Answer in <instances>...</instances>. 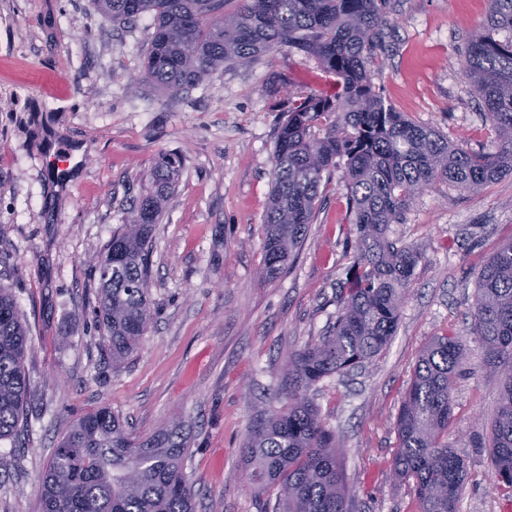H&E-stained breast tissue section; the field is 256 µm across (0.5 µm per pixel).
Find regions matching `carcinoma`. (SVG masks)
I'll return each instance as SVG.
<instances>
[{
	"instance_id": "1",
	"label": "carcinoma",
	"mask_w": 512,
	"mask_h": 512,
	"mask_svg": "<svg viewBox=\"0 0 512 512\" xmlns=\"http://www.w3.org/2000/svg\"><path fill=\"white\" fill-rule=\"evenodd\" d=\"M226 2L90 0L117 25L151 18L141 76L161 92L178 93L226 64L250 63L283 48L315 59L336 77L334 94L296 93L278 127L257 277L271 281L294 259L336 171L356 224L357 263L347 273L343 306L329 333L287 353V404L258 415L240 452L254 480L277 491V512H354L341 452L308 392L374 357L394 335L420 256L397 245L388 230L414 196L439 181L475 193L512 174V0H490L464 46L463 77L498 136L488 152L448 142L387 106L374 90L368 66L389 52L393 0H236L231 12L224 11ZM177 177L175 159L156 165L151 186L96 265L95 317L114 365L137 349L151 319L150 233ZM472 308L487 364L511 366L512 240L479 270ZM30 343L12 287L0 283V441L15 440L21 430ZM464 357L456 337H434L396 421L399 449L390 472L396 481L413 482L419 512H456L466 466L441 437ZM500 382L491 453L496 485L512 489V372ZM188 447L178 422L140 437L101 406L80 416L57 445L42 479L39 512H195L184 468Z\"/></svg>"
}]
</instances>
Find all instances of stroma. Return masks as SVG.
Listing matches in <instances>:
<instances>
[{
    "instance_id": "stroma-1",
    "label": "stroma",
    "mask_w": 512,
    "mask_h": 512,
    "mask_svg": "<svg viewBox=\"0 0 512 512\" xmlns=\"http://www.w3.org/2000/svg\"><path fill=\"white\" fill-rule=\"evenodd\" d=\"M487 10V0H398L392 49L369 66L394 110L472 151L495 142L462 75L465 41ZM151 33L150 19L116 26L89 0H0V281L12 284L32 344L27 421L16 442H0V512H37L59 441L104 405L141 435L183 422L195 512L274 503L275 490L249 482L239 448L258 407L284 405L286 353L331 329L357 259L336 174L294 261L273 281L257 279L288 93L327 91L329 74L283 51L168 95L140 77ZM59 153L74 161L51 171ZM169 155L181 169L152 231L153 316L116 366L94 317L95 265ZM389 236L420 255L394 336L311 391L355 512H418L411 483L390 475L395 423L425 345L444 334L466 347L448 430L467 467L457 512H512L489 448L500 379L471 332L477 273L512 238V176L478 193L437 183Z\"/></svg>"
}]
</instances>
